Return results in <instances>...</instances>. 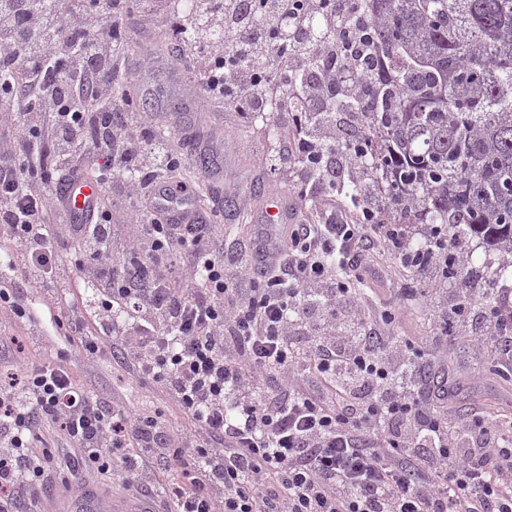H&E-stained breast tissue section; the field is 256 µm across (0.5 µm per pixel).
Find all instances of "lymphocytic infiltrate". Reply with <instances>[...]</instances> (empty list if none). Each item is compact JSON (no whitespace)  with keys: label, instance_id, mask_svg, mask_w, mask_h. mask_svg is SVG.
Here are the masks:
<instances>
[{"label":"lymphocytic infiltrate","instance_id":"1","mask_svg":"<svg viewBox=\"0 0 512 512\" xmlns=\"http://www.w3.org/2000/svg\"><path fill=\"white\" fill-rule=\"evenodd\" d=\"M122 2L0 0V238L25 256L0 267V302L30 321L41 296L62 342L156 384L189 426L91 400L57 361L23 363L16 340L1 339L0 512H37L56 484L81 486L90 461L140 496L146 473L164 466L174 479L159 512H512V416L455 414L430 384L447 375L455 340L512 367L504 315L478 297L458 316L461 336L392 335L396 309L357 289L378 278L376 252L403 260L414 240L376 203L355 221L334 213L286 225L261 274L253 248L224 225L174 222L158 197L194 192L182 177L188 153L210 140L187 127L174 148L135 105L146 85L117 86L115 73L133 63L123 33L166 21ZM350 3L207 0L223 39L176 45L171 77L197 89L194 112L272 101L283 121L302 102L318 112L315 83L281 87L278 77L335 52ZM335 137L317 121L283 151L299 158L304 181L330 180L323 146ZM68 175L97 182L92 223H65L54 188ZM411 270L447 317L462 291L448 292L433 264ZM59 445L74 451L63 474Z\"/></svg>","mask_w":512,"mask_h":512}]
</instances>
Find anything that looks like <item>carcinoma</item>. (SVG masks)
Listing matches in <instances>:
<instances>
[{
	"label": "carcinoma",
	"instance_id": "carcinoma-1",
	"mask_svg": "<svg viewBox=\"0 0 512 512\" xmlns=\"http://www.w3.org/2000/svg\"><path fill=\"white\" fill-rule=\"evenodd\" d=\"M358 2L369 79L336 111L362 117L387 212L512 252V0ZM478 272L493 298L507 268L450 274L466 288Z\"/></svg>",
	"mask_w": 512,
	"mask_h": 512
}]
</instances>
